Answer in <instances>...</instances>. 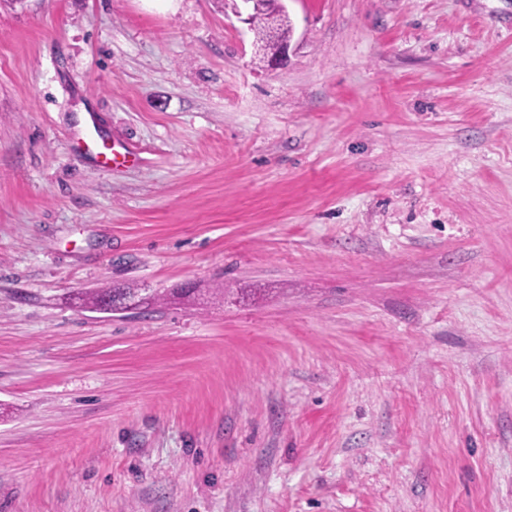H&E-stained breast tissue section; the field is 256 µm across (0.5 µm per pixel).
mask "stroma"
<instances>
[{
	"label": "stroma",
	"mask_w": 512,
	"mask_h": 512,
	"mask_svg": "<svg viewBox=\"0 0 512 512\" xmlns=\"http://www.w3.org/2000/svg\"><path fill=\"white\" fill-rule=\"evenodd\" d=\"M283 3L0 0V512H512V0ZM234 1H231L233 9L235 8ZM261 1L262 4L259 9V0H241V5L238 4L234 10L236 18L240 23L246 25L247 29H250L252 15L259 9L254 17L252 28L255 32L257 42L266 40L270 27L273 24L277 27L279 39L282 42H287L290 38L292 28L288 21V17L286 16L284 6L279 3V0Z\"/></svg>",
	"instance_id": "stroma-1"
}]
</instances>
